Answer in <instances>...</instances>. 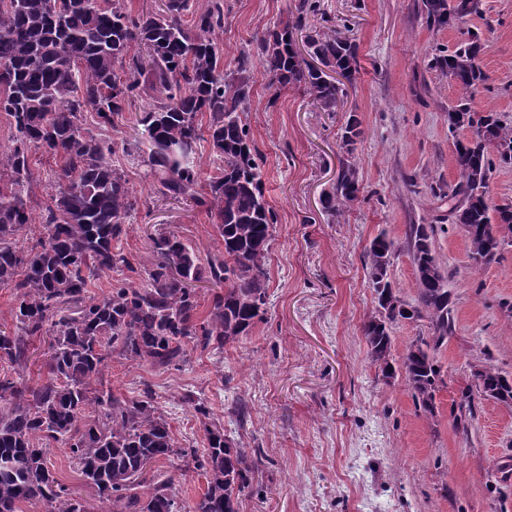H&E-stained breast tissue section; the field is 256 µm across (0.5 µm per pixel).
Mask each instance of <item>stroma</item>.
Listing matches in <instances>:
<instances>
[{
	"label": "stroma",
	"instance_id": "35a3bbf8",
	"mask_svg": "<svg viewBox=\"0 0 512 512\" xmlns=\"http://www.w3.org/2000/svg\"><path fill=\"white\" fill-rule=\"evenodd\" d=\"M225 72L253 39L291 19L298 0H225ZM299 41L325 27L359 47V71L334 111L313 105L296 87L272 84L251 66L248 121L260 153L264 194L277 215L266 265L267 313L249 336L211 355L191 351L181 369L155 370L112 356L107 387L125 398L151 388L179 446L205 448V424L259 449L240 512H512V406L479 401L467 432L453 409L471 382L469 367L489 363L512 374V245L475 266L448 205L432 191L456 181L448 108L467 95L431 65L465 31L480 33L487 75L472 91L477 109L512 122V0H481L480 14L447 28L427 25L421 0H313ZM361 121L352 161L360 199L344 216L327 212L323 193L336 181L340 136L349 115ZM138 201L119 242L139 269L151 267L150 234L165 227L217 253L203 207L171 199L142 158L116 151ZM435 227L436 251L455 301L453 336L437 355L443 386L434 414L416 405L403 376L384 381L372 365L362 327L372 290L363 253L380 232L404 241L409 225ZM211 412L203 419L183 396ZM55 476L107 512L73 466L49 443Z\"/></svg>",
	"mask_w": 512,
	"mask_h": 512
}]
</instances>
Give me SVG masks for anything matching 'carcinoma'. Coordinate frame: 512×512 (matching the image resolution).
Segmentation results:
<instances>
[{
    "label": "carcinoma",
    "instance_id": "cac0c4a2",
    "mask_svg": "<svg viewBox=\"0 0 512 512\" xmlns=\"http://www.w3.org/2000/svg\"><path fill=\"white\" fill-rule=\"evenodd\" d=\"M423 6L427 22L438 28L481 12L480 0H423ZM310 7V0H300L297 15L255 38V54L243 55L236 74L227 75L219 43L224 0H166L155 14H135L125 0H0V117L10 132V146L0 153V287L13 289L14 300L12 327L0 326V365L26 363L30 339L51 337L46 383L31 387L20 377L0 376V512H21L32 499L47 512H91L53 475L47 441L68 449L112 512H186L174 491L175 474L191 468L206 479L191 512H240L256 452L215 424L205 426L204 450L178 446L150 390L141 399L121 398L105 388L104 375L114 353L158 370L180 369L190 350L220 352L264 320L276 220L245 121L252 56L273 82L302 88L325 110L344 93L332 74L349 81L359 66L357 44L334 29L297 47L294 31ZM482 50L481 38L471 33L462 46L433 57L432 66L469 91L486 80L478 63ZM148 89L160 96L142 108L137 137L116 142L109 132ZM204 114L214 155L206 178L197 158ZM448 124L471 137L455 148L456 183L439 194L453 202V223L470 226L475 265L488 264L512 244V203L492 207L485 199L494 169L490 148L500 164L512 165V125L493 111H476L465 97L448 109ZM360 125L349 116L340 144L347 155ZM119 144L129 154L147 155L165 195L206 208L223 246L219 254L203 264L197 247L161 228L150 237L154 261L142 274L112 246L127 233L136 206L127 174L111 163ZM38 154L56 167L45 176L50 192L37 218L30 196ZM359 194L357 169L344 159L322 204L340 215ZM433 235L431 224H410L406 231L417 288L412 303L389 280L395 241L382 232L364 252L374 309L363 332L383 377L394 371L391 325L426 318L432 326L430 340L415 341L403 356L405 378L429 413L444 383L437 354L455 328ZM114 272L121 278L107 296L86 298L94 281ZM201 281L215 288L204 315L193 288ZM68 302L81 304L76 315L59 314ZM472 377L456 419L465 432L476 414L474 398L512 406L511 377L487 365L476 366ZM162 459L170 470L145 478L147 466Z\"/></svg>",
    "mask_w": 512,
    "mask_h": 512
}]
</instances>
